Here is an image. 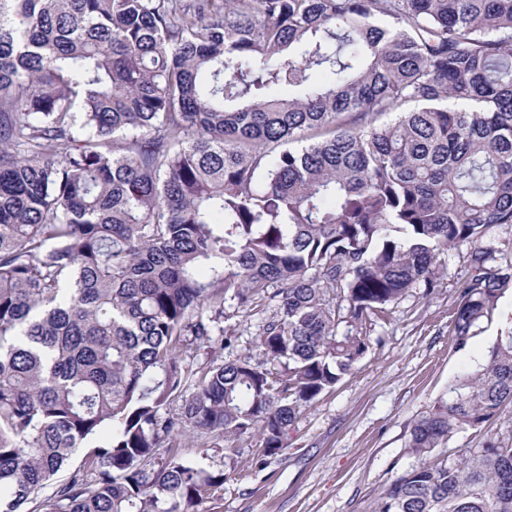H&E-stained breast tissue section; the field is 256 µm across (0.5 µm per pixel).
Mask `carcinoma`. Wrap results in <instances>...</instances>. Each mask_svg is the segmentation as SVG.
<instances>
[{"label":"carcinoma","instance_id":"carcinoma-1","mask_svg":"<svg viewBox=\"0 0 512 512\" xmlns=\"http://www.w3.org/2000/svg\"><path fill=\"white\" fill-rule=\"evenodd\" d=\"M505 224L512 0H0V512H199L187 436L288 448L444 249L465 345ZM448 394L380 512H512V442L440 452L512 403V330ZM258 310V309H257ZM254 310L249 315H243L242 317L236 318V321H232L236 323V328L240 336H238V343L236 349L233 350L232 354H228L227 351L224 352V357L235 358L239 355L251 354L253 357L256 356L257 350L254 347V337L258 332L259 325L262 320L266 316L265 311L259 312Z\"/></svg>","mask_w":512,"mask_h":512}]
</instances>
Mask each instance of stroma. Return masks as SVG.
<instances>
[{"label": "stroma", "instance_id": "obj_1", "mask_svg": "<svg viewBox=\"0 0 512 512\" xmlns=\"http://www.w3.org/2000/svg\"><path fill=\"white\" fill-rule=\"evenodd\" d=\"M443 270L431 295L413 290L371 333L376 344L335 390L304 407L288 448L263 456L257 438L225 448H190L188 458L223 470L224 485L204 512H378L392 481L416 464L411 426L466 372L486 364L501 332L512 328V291L499 299L464 347L452 334L456 283L468 267L461 252L440 253Z\"/></svg>", "mask_w": 512, "mask_h": 512}]
</instances>
